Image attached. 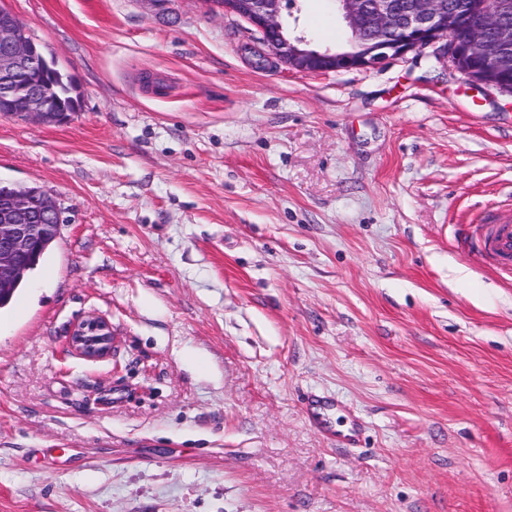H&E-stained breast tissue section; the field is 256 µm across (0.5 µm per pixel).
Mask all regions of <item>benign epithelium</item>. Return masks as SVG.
Instances as JSON below:
<instances>
[{
    "instance_id": "1",
    "label": "benign epithelium",
    "mask_w": 512,
    "mask_h": 512,
    "mask_svg": "<svg viewBox=\"0 0 512 512\" xmlns=\"http://www.w3.org/2000/svg\"><path fill=\"white\" fill-rule=\"evenodd\" d=\"M212 9L233 14L263 36L274 58L300 75L374 68L408 52L442 44L453 66L472 86L512 95L500 54L512 46V25L502 18L503 0H473L458 7L449 0H409L405 11L394 0H336L350 29L352 49L336 52L306 49L302 37L284 33L283 0H203ZM0 25V76L27 73L37 88L27 90L23 107L15 112L42 123L57 124L71 112L54 108L49 100L57 72L39 52L37 43L19 34L21 18ZM60 224L53 197H19L0 213V292L9 286L15 268L39 245L45 223ZM72 348L87 360H98L112 349V326L103 317L79 324L69 337Z\"/></svg>"
}]
</instances>
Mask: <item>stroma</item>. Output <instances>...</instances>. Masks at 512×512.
<instances>
[{
	"instance_id": "1",
	"label": "stroma",
	"mask_w": 512,
	"mask_h": 512,
	"mask_svg": "<svg viewBox=\"0 0 512 512\" xmlns=\"http://www.w3.org/2000/svg\"><path fill=\"white\" fill-rule=\"evenodd\" d=\"M0 5L81 95L0 114V181L61 219L0 310V512H512V274L458 248L512 207V96L429 48L262 66L203 0ZM282 16L350 47L334 0ZM69 341L83 358L101 359L112 349V326L103 317H91L73 330ZM304 406L310 419L320 427L327 437L336 440L339 445L351 446L359 442L361 433L357 426H351L346 433L336 434V429L332 427V414L336 404L330 397L313 393L306 394Z\"/></svg>"
}]
</instances>
